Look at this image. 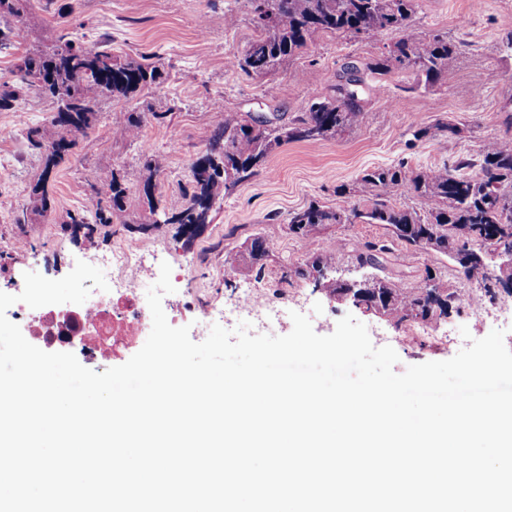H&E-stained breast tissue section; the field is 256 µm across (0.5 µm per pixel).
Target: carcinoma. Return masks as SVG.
I'll list each match as a JSON object with an SVG mask.
<instances>
[{
	"label": "carcinoma",
	"mask_w": 512,
	"mask_h": 512,
	"mask_svg": "<svg viewBox=\"0 0 512 512\" xmlns=\"http://www.w3.org/2000/svg\"><path fill=\"white\" fill-rule=\"evenodd\" d=\"M29 0H0V50L27 39L25 23L11 19L20 17ZM253 22L261 35L249 43L246 52L234 55L230 64L251 76L270 74L287 59L296 56L313 36L341 34L353 38L363 32L393 33L395 41L388 55L376 62L359 65L345 63L335 74L336 95L311 96L300 112L289 122L263 129L258 121L224 116V125L210 139L205 154L192 164L193 191L189 200L177 207H159L155 201V184L147 179L142 188L154 224H176L185 245L197 237L195 225L211 222L217 201L235 187L259 173L268 155L284 143L304 141L321 143L358 126L363 119L362 96L372 91L363 72L382 79L393 71L406 70L415 76L409 90L429 89L451 70L460 54L461 44L441 35L422 36L415 15L418 0H250ZM162 71L156 65L134 60H117L112 53L74 36L48 51L30 50L13 70L12 84L0 89V108L13 106L30 92L54 98L59 103L51 119L59 133L51 138L39 129L28 132L33 146L40 150L43 170L30 189L31 212L40 215L50 208V177L59 163L87 135L97 121L99 101L103 97L132 98L159 82ZM144 118L137 112L116 116L112 133L133 142L141 134ZM477 167L479 175L471 177L466 170ZM98 181L107 185L106 206L96 205L95 220L85 214L69 215L64 230L71 236L91 239L98 225L112 223V217L124 212L127 188L116 171H104ZM407 194L431 202L429 209L419 212L392 204V193ZM359 193L368 205L360 208L351 201ZM341 198L334 208L311 204L294 213L288 233L307 239L330 224H380L386 234L373 241L354 245L351 261L363 271L357 287L364 289L367 303L378 314L397 326L406 323L432 324L460 309L465 299L439 282L432 270L411 287H403L380 277L372 270L380 258L394 253L401 245L431 256L451 260L467 281L484 283L483 291L474 295L477 301L496 299L502 290L489 285L484 255L495 246L512 247V224L501 223L500 207L512 208V140L485 141L477 154L460 158L452 167H430L415 172L403 162L389 168L364 172L349 187L336 188ZM339 246L314 253L284 273V277L317 280V275L336 266ZM269 256L266 238L256 234L245 243L241 259L248 269L261 273Z\"/></svg>",
	"instance_id": "1"
}]
</instances>
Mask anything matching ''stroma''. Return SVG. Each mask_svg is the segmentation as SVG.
Segmentation results:
<instances>
[{
	"label": "stroma",
	"mask_w": 512,
	"mask_h": 512,
	"mask_svg": "<svg viewBox=\"0 0 512 512\" xmlns=\"http://www.w3.org/2000/svg\"><path fill=\"white\" fill-rule=\"evenodd\" d=\"M415 21L423 34H444L462 43L456 67L427 91L413 90L411 72L399 71L374 89L363 103V120L351 131L319 144L291 142L277 148L263 169L225 196L191 247H184L175 225L158 224L143 237L154 264L195 262L194 285L201 292L215 291L231 298L235 289L260 285L273 290L300 289L307 315L317 334L334 332L338 321L352 315L364 323L374 346H391L399 360L396 373L408 366L443 361L459 351L455 340L461 328L480 339L492 330L505 333L512 349V319L476 322L460 309L445 322L430 325V339L402 344L405 327L368 314L349 303L329 300L313 281L284 279L285 268L309 255L342 245L336 257L337 277L359 276L351 263L349 244L384 235L378 224H334L300 240L288 233V220L297 211L317 203L336 207V188L350 185L367 170L406 162L413 170L453 164L475 154L489 139H512V0H421ZM235 24H226L227 16ZM29 37L24 44L0 50V84L11 81L12 71L26 50L51 44L66 34L80 35L86 44L107 39L113 56L155 64L164 71L157 85L134 100L102 102L98 121L89 137L79 139L73 153L54 170L52 202L47 212L28 224L17 223L29 208V191L42 173L38 150L28 140L29 129L55 135L51 119L57 103L28 94L12 108L0 110V289L22 285L23 275L38 266L50 279L73 269L78 255L111 251L123 235V221H144L149 214L141 189L153 180L163 205L181 204L192 188V164L208 147L224 117L235 114L293 118L314 94L332 95L334 76L350 60L371 62L388 51L394 36L378 34L352 40L318 34L306 51L292 57L274 75L255 78L233 70L232 55L242 53L259 31L251 21L248 0H31L26 15ZM145 117L141 143L113 139L112 118L118 111ZM165 121H158V114ZM450 131H443V124ZM429 133L414 139L415 127ZM160 167L149 171L146 155ZM121 176L126 188L122 218L102 224L90 240H73L63 229L70 214L94 215L106 190L98 181L101 170ZM267 239L269 257L262 274L239 262L242 243L255 233ZM434 269L443 286L467 294L472 286L443 257L397 248L387 262V275L403 285Z\"/></svg>",
	"instance_id": "obj_1"
}]
</instances>
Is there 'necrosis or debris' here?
Returning a JSON list of instances; mask_svg holds the SVG:
<instances>
[{
    "label": "necrosis or debris",
    "instance_id": "1",
    "mask_svg": "<svg viewBox=\"0 0 512 512\" xmlns=\"http://www.w3.org/2000/svg\"><path fill=\"white\" fill-rule=\"evenodd\" d=\"M88 262L103 271L108 290L92 289L80 305L64 303L33 309L18 302L10 307L9 314L13 323L45 348L76 351L95 359L102 350L116 352L149 335L152 317L146 295L158 275L147 261L145 246L129 240L118 241L111 253L89 257ZM191 279L186 269L171 277L181 296L171 321L188 322L194 340H205L212 326L229 316L262 331L282 322L279 296L261 288H246L226 308L191 288Z\"/></svg>",
    "mask_w": 512,
    "mask_h": 512
}]
</instances>
